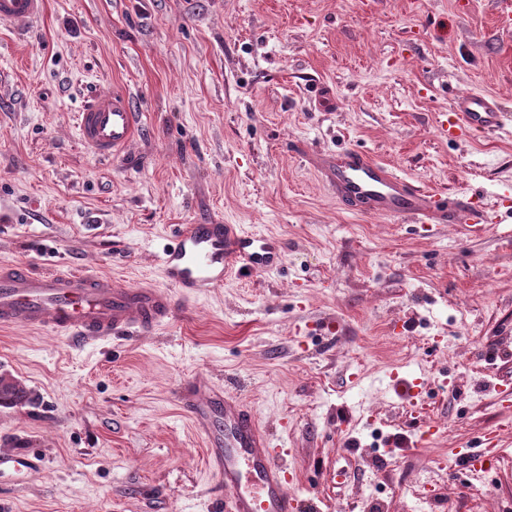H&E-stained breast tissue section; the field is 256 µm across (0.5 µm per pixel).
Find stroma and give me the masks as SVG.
Segmentation results:
<instances>
[{"mask_svg": "<svg viewBox=\"0 0 512 512\" xmlns=\"http://www.w3.org/2000/svg\"><path fill=\"white\" fill-rule=\"evenodd\" d=\"M512 0H46L0 22V262L165 287L183 224H234L280 263L179 299L146 334L86 345L0 326V512H218L207 442L180 396L196 374L252 407L299 512H512ZM140 134L104 161L79 140L95 91ZM502 127L448 138L454 95ZM356 149L474 198L488 224L431 230L345 209L315 158ZM335 322L338 334L325 330ZM423 377L422 411L392 389ZM438 432L422 438L419 420ZM493 438L494 464L449 469ZM40 468V460L35 455H17L0 452V474L10 472L28 475Z\"/></svg>", "mask_w": 512, "mask_h": 512, "instance_id": "1", "label": "stroma"}]
</instances>
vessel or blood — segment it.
Wrapping results in <instances>:
<instances>
[{
    "mask_svg": "<svg viewBox=\"0 0 512 512\" xmlns=\"http://www.w3.org/2000/svg\"><path fill=\"white\" fill-rule=\"evenodd\" d=\"M45 0H0V21L26 27L36 23ZM497 98L470 93L451 106L448 136L500 127ZM138 131V114L120 91L91 96L77 114L82 144L96 157H119ZM323 177L349 210L386 215L413 224H485L489 218L473 199L441 197L400 177L367 154L350 150L321 160ZM280 259L268 239L230 224H184L160 257L167 288H127L104 275L27 264L0 265V325L51 328L72 340H97L141 332L174 313V293L192 296L213 290L235 269L258 273ZM183 404L207 442V465L224 489L223 512H296L286 484L288 471L255 413L236 398L196 376ZM40 467L33 455L0 452V474L28 475Z\"/></svg>",
    "mask_w": 512,
    "mask_h": 512,
    "instance_id": "vessel-or-blood-1",
    "label": "vessel or blood"
}]
</instances>
